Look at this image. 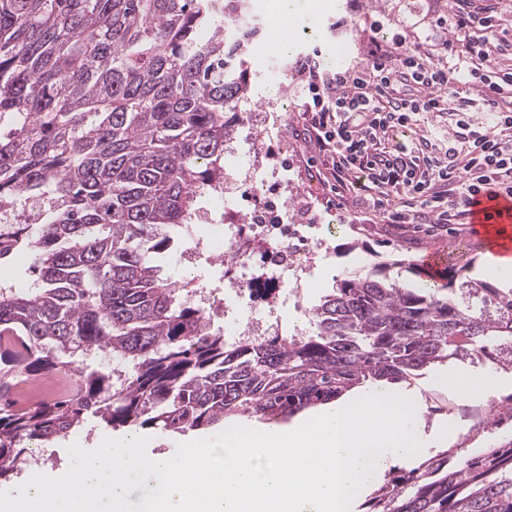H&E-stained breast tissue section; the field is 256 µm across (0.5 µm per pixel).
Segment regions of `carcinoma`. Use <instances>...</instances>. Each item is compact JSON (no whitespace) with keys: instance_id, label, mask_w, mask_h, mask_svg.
I'll list each match as a JSON object with an SVG mask.
<instances>
[{"instance_id":"cac0c4a2","label":"carcinoma","mask_w":512,"mask_h":512,"mask_svg":"<svg viewBox=\"0 0 512 512\" xmlns=\"http://www.w3.org/2000/svg\"><path fill=\"white\" fill-rule=\"evenodd\" d=\"M246 0H0V483L93 416L107 427L202 430L280 420L367 381L403 380L450 356L512 359V291L462 275L407 287L351 275L312 310L307 336L227 343L161 275L160 256L223 187L224 114L247 85ZM213 30L204 42L198 32ZM38 288L7 286L22 258ZM477 305L461 306L456 287ZM105 350L118 377L79 370ZM77 373L70 395L15 408L13 378ZM367 512H512V442L460 464L436 455L381 487ZM43 209V202L39 198H28L19 209L12 212L15 219L9 224H37L38 216Z\"/></svg>"}]
</instances>
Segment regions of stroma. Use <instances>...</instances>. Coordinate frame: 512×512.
I'll list each match as a JSON object with an SVG mask.
<instances>
[{
  "label": "stroma",
  "mask_w": 512,
  "mask_h": 512,
  "mask_svg": "<svg viewBox=\"0 0 512 512\" xmlns=\"http://www.w3.org/2000/svg\"><path fill=\"white\" fill-rule=\"evenodd\" d=\"M269 2L247 0L246 19L261 27L262 34L248 47L247 92L225 115L234 129L239 158L235 168L224 171V194L236 201L238 211L245 214L271 203L287 211L289 223L303 224L308 218H315L316 234L323 245L314 277L303 290L305 306L319 304L349 273L367 272L400 259L418 260L434 249L463 254L471 278L484 279L489 251L473 235L470 225L452 224L446 234L432 236L424 231L415 233L372 224L331 208L328 201L335 196L332 185L308 168L310 152L295 138L302 125L305 101L298 73L302 57L314 51L332 54L341 48L345 55L339 64L345 67L361 58L370 40L386 39L400 26L416 27L421 43H434L443 39L445 32L424 25L423 19L434 12L447 14L448 0H339L337 5L304 18L285 40L273 31ZM374 19L381 21V29H370L369 23ZM460 106L457 112L415 115L408 125L391 132V143L405 144L413 150L426 142L442 153L459 143V120H469L477 128H490L491 116L481 110L478 101L464 100ZM164 272L173 279L189 281L196 288L224 286L222 266L202 261L184 263L176 254L165 262ZM226 304L240 318L267 320L273 334L294 335L302 322L290 306L270 313L267 299L258 296L248 298L243 305L230 297ZM411 383L419 390L426 427L442 426L454 418L461 431H468L469 422L460 419L463 398L449 390L435 371L414 377ZM111 434V429L89 419L55 446L41 448L37 469L21 467L18 475L0 484V489L15 491L36 472L61 477L71 466L70 445L76 443L92 450Z\"/></svg>",
  "instance_id": "stroma-1"
}]
</instances>
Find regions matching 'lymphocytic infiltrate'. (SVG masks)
Wrapping results in <instances>:
<instances>
[{"mask_svg":"<svg viewBox=\"0 0 512 512\" xmlns=\"http://www.w3.org/2000/svg\"><path fill=\"white\" fill-rule=\"evenodd\" d=\"M429 25L452 35L423 46L399 28L372 43L355 65L324 69L314 55L301 62L307 140L323 174L335 183L337 208L366 206L383 223L427 226L439 235L471 221L479 195L512 197V31L491 0H452ZM481 94L494 115L491 130L463 123L464 152L415 155L389 142L391 131L421 112H441L454 99Z\"/></svg>","mask_w":512,"mask_h":512,"instance_id":"f902f5d3","label":"lymphocytic infiltrate"}]
</instances>
